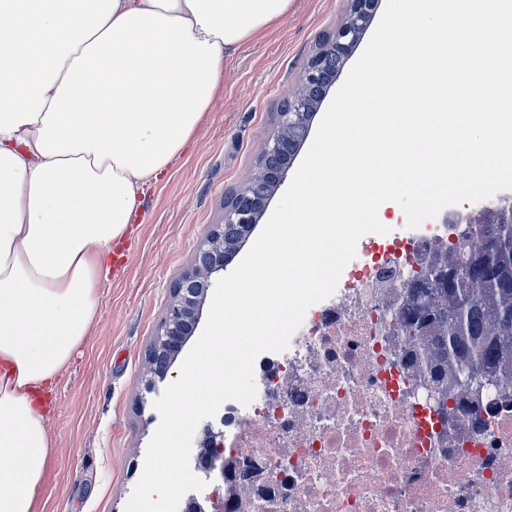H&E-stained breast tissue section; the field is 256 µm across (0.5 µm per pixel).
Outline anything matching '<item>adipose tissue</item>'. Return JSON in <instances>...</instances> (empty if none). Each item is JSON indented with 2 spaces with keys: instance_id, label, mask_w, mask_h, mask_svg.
Returning <instances> with one entry per match:
<instances>
[{
  "instance_id": "ef3b65f1",
  "label": "adipose tissue",
  "mask_w": 512,
  "mask_h": 512,
  "mask_svg": "<svg viewBox=\"0 0 512 512\" xmlns=\"http://www.w3.org/2000/svg\"><path fill=\"white\" fill-rule=\"evenodd\" d=\"M294 0H0V512H36L47 384L88 336L112 247Z\"/></svg>"
}]
</instances>
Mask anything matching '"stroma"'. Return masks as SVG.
I'll list each match as a JSON object with an SVG mask.
<instances>
[{
	"mask_svg": "<svg viewBox=\"0 0 512 512\" xmlns=\"http://www.w3.org/2000/svg\"><path fill=\"white\" fill-rule=\"evenodd\" d=\"M347 0H294L286 20L224 63L221 91L201 128L142 198L102 278L96 322L46 397L57 448L38 488L39 512H125L159 415L166 381L145 386L148 348L191 269L198 246L243 189L320 40L345 18Z\"/></svg>",
	"mask_w": 512,
	"mask_h": 512,
	"instance_id": "1",
	"label": "stroma"
}]
</instances>
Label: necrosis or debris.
Instances as JSON below:
<instances>
[{"label": "necrosis or debris", "instance_id": "1", "mask_svg": "<svg viewBox=\"0 0 512 512\" xmlns=\"http://www.w3.org/2000/svg\"><path fill=\"white\" fill-rule=\"evenodd\" d=\"M451 225L363 245L224 414L225 512H512V390L429 400L402 324Z\"/></svg>", "mask_w": 512, "mask_h": 512}]
</instances>
